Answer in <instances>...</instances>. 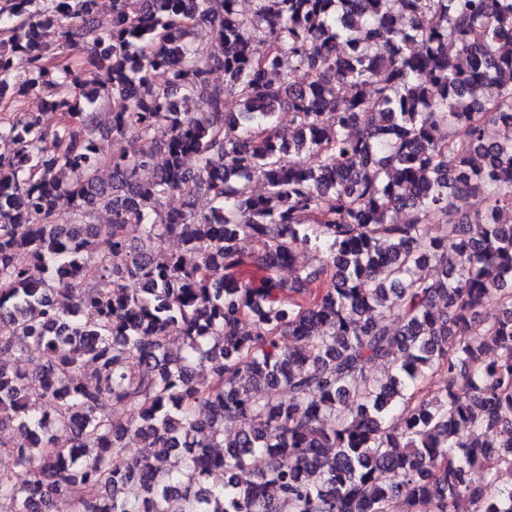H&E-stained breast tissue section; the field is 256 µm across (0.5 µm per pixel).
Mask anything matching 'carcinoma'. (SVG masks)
Instances as JSON below:
<instances>
[{
	"instance_id": "1",
	"label": "carcinoma",
	"mask_w": 512,
	"mask_h": 512,
	"mask_svg": "<svg viewBox=\"0 0 512 512\" xmlns=\"http://www.w3.org/2000/svg\"><path fill=\"white\" fill-rule=\"evenodd\" d=\"M252 2L112 0L103 29L98 0H0V103L65 89L53 130L0 121V356H40L0 363V512H512V0ZM100 136L131 145L109 186ZM300 248L320 271L277 278Z\"/></svg>"
}]
</instances>
